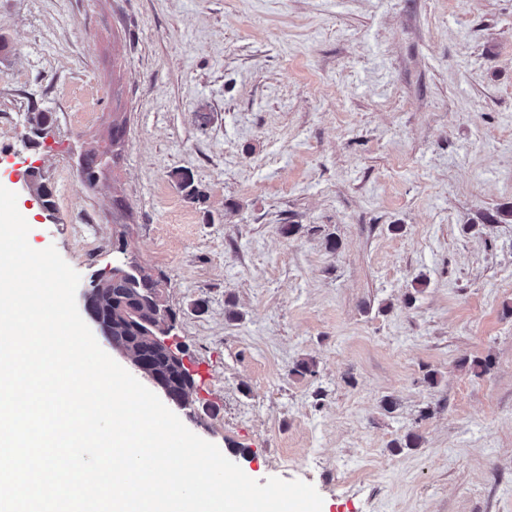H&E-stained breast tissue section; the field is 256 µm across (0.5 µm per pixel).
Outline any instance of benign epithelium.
Masks as SVG:
<instances>
[{"label":"benign epithelium","mask_w":512,"mask_h":512,"mask_svg":"<svg viewBox=\"0 0 512 512\" xmlns=\"http://www.w3.org/2000/svg\"><path fill=\"white\" fill-rule=\"evenodd\" d=\"M103 289L86 287L82 295L83 310L89 320L112 350L119 352L131 361L134 373L147 380L173 407L186 410L191 404L190 384L183 375V357L169 344V336L175 327V318L167 316L156 320L146 319L138 308L123 312V318L138 333V339L149 343L163 355L164 368L153 365L152 359L141 352L136 343H120L112 340V314L100 306Z\"/></svg>","instance_id":"benign-epithelium-1"}]
</instances>
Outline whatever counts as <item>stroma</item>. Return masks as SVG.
<instances>
[{
  "label": "stroma",
  "mask_w": 512,
  "mask_h": 512,
  "mask_svg": "<svg viewBox=\"0 0 512 512\" xmlns=\"http://www.w3.org/2000/svg\"><path fill=\"white\" fill-rule=\"evenodd\" d=\"M0 40V186L82 282L165 280L188 429L322 512H512V0H0ZM80 167L83 183L93 188L104 167L102 156L95 150H88L81 157Z\"/></svg>",
  "instance_id": "obj_1"
}]
</instances>
